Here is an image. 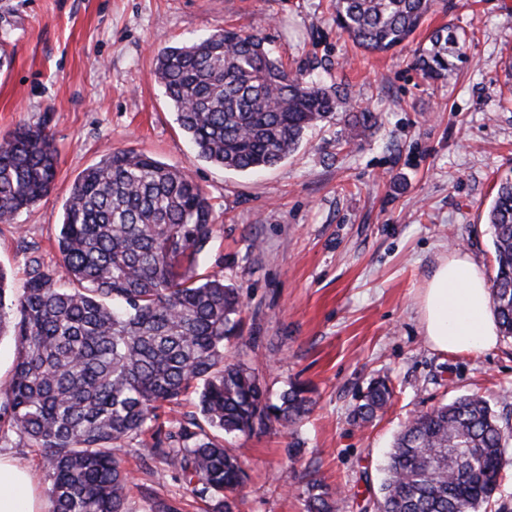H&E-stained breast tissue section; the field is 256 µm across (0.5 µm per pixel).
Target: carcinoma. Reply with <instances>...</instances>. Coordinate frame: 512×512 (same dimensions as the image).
Here are the masks:
<instances>
[{"instance_id":"carcinoma-1","label":"carcinoma","mask_w":512,"mask_h":512,"mask_svg":"<svg viewBox=\"0 0 512 512\" xmlns=\"http://www.w3.org/2000/svg\"><path fill=\"white\" fill-rule=\"evenodd\" d=\"M445 0H335L336 25L368 52L413 37ZM415 59L425 79L448 73L443 25ZM156 77L176 120L203 160L240 172L285 160L304 134L340 114L358 137L375 124L348 90L288 73L257 30L217 29L156 56ZM57 151L41 125L0 140V224L48 195ZM494 250L490 299L512 338V175L500 179L487 214ZM213 235V209L186 173L134 150L110 151L74 181L57 237L59 263L29 260L23 292L0 268V338L17 357L0 402V436L38 449L51 478L50 512H129L130 477L113 450L147 434L143 451L177 471L215 512H234L247 480L228 436L274 419L292 426L312 410L294 384L270 402L258 374L229 362L242 339L236 288L198 272ZM197 386L199 417L172 431L159 409ZM371 382L352 422L370 423L392 399ZM512 456V428L490 402L465 396L418 412L396 434L376 512H486ZM344 490L308 484L307 512H338Z\"/></svg>"}]
</instances>
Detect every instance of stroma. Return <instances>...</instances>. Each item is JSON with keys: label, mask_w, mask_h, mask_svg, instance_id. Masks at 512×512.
Listing matches in <instances>:
<instances>
[{"label": "stroma", "mask_w": 512, "mask_h": 512, "mask_svg": "<svg viewBox=\"0 0 512 512\" xmlns=\"http://www.w3.org/2000/svg\"><path fill=\"white\" fill-rule=\"evenodd\" d=\"M465 38L447 77L423 79L414 56L437 27ZM261 29L288 72L346 85L376 117L351 138L320 123L279 165L239 172L201 159L163 89L156 54L189 36ZM9 64L0 65V138L46 124L58 153L51 192L16 223L0 224V267L13 293L29 278L27 248L56 265L63 205L105 151L135 149L191 175L213 205L202 271L223 276L242 303L250 339L234 359L258 372L271 398L302 384L313 401L300 424L229 440L248 479L238 512H305L307 483L342 486L340 512H365L400 426L417 412L478 394L512 420V339L450 354L425 340L420 296L440 258L469 255L492 276L486 212L512 172V0H448L412 41L388 53L357 48L337 28L332 0H0ZM394 397L373 425L350 413L372 379ZM143 493L179 512H207L165 463L137 442L118 451ZM40 498L50 480L29 442L0 439Z\"/></svg>", "instance_id": "obj_1"}]
</instances>
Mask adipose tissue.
<instances>
[{"label": "adipose tissue", "instance_id": "obj_1", "mask_svg": "<svg viewBox=\"0 0 512 512\" xmlns=\"http://www.w3.org/2000/svg\"><path fill=\"white\" fill-rule=\"evenodd\" d=\"M427 341L442 352H477L498 343L497 324L481 268L465 254L444 258L420 301ZM0 512H45L27 472L0 458Z\"/></svg>", "mask_w": 512, "mask_h": 512}]
</instances>
